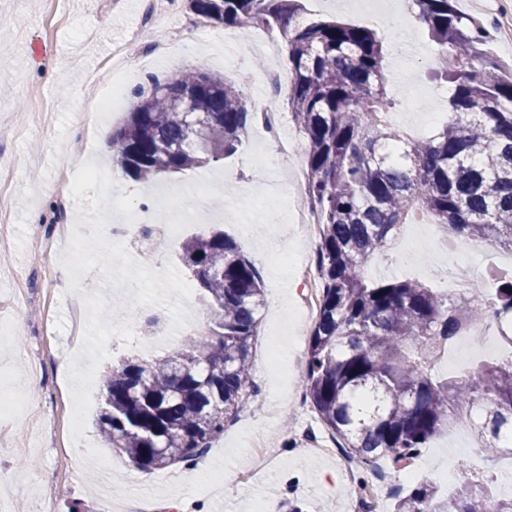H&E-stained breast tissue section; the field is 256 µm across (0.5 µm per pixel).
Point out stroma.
Here are the masks:
<instances>
[{"mask_svg":"<svg viewBox=\"0 0 512 512\" xmlns=\"http://www.w3.org/2000/svg\"><path fill=\"white\" fill-rule=\"evenodd\" d=\"M303 4L311 17L374 30L384 41L389 66L396 52L392 27L400 25L413 54L403 80L416 93L409 98L393 92L390 121L403 133L423 137L426 129L405 119L407 109L447 115V101L438 95L442 83L436 77L434 44L427 34H415L413 12L398 11L388 25L356 11L355 0ZM456 7L493 30L491 54L512 62V0H456ZM142 11L143 0H0V21L7 24L6 43L0 45V207L7 211L8 224L0 239V392L36 411L47 426L38 440L29 419L0 414L6 434L0 442V496L11 501L14 512H36L45 502L52 512H69L73 505L80 512H114V502L121 499L133 500L138 512H252L257 498L275 501L277 512H287L291 500L303 501L307 512H349L339 457L315 452L332 437L304 402L301 388L310 329L300 323L303 286L291 263L314 256L317 243L289 223L287 212L289 201L303 200L305 185L286 195L283 168L253 170L255 153L276 149L254 126L224 160L140 182L99 154L98 129L73 120L74 107L91 110L101 96L111 79L101 64L118 45L130 60L144 64L131 89L148 86L158 72L170 76L200 68L235 84L247 103L270 96L278 110H285L286 89L273 92L262 81L268 57L250 48L225 52L219 43L224 26L195 15L189 0H174L147 27L140 24ZM157 40L168 43L172 53L155 68L145 59ZM166 189L180 194L179 208L155 210V227L191 212L194 233L224 231L257 266L264 288L259 341L251 359L254 393L203 455L207 467L220 474L218 491L195 480L196 468L189 463L174 469L186 478L181 487L170 484L165 470L151 472L149 483H142L141 471L104 447L96 426L102 391L86 388L83 381L85 373L101 378L106 366L133 355L131 338L120 333L119 323L140 324L154 316L165 331L176 323L177 290L188 280L177 260L180 240L161 250L162 291H154L152 270L140 265L136 278L144 287L134 298L113 287L126 275L114 262L126 256L125 246L102 239L96 249L86 247L88 221L111 223L145 193ZM35 215L40 218L36 224L31 221ZM65 222L73 224L82 254L53 258L40 252L35 238L50 236ZM410 233L425 241L410 275L430 282L431 271L446 267L449 255L432 246L431 225H414ZM49 306L58 320L52 340L39 334ZM79 312L84 315L81 342L70 333L72 316ZM33 378L38 388H31ZM75 402L82 407L83 449L72 447L62 429L63 416ZM257 433L270 451L272 467L243 486L235 476L250 468ZM89 448L120 473L111 496L100 493L98 473L83 462ZM470 451L469 438L457 425L437 436L418 461L429 473L450 462L465 465Z\"/></svg>","mask_w":512,"mask_h":512,"instance_id":"obj_1","label":"stroma"}]
</instances>
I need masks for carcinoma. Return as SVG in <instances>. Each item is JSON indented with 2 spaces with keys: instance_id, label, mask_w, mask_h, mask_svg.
<instances>
[{
  "instance_id": "cac0c4a2",
  "label": "carcinoma",
  "mask_w": 512,
  "mask_h": 512,
  "mask_svg": "<svg viewBox=\"0 0 512 512\" xmlns=\"http://www.w3.org/2000/svg\"><path fill=\"white\" fill-rule=\"evenodd\" d=\"M226 26L277 27L288 48V112L306 142L305 204L318 214L320 302L306 352L303 397L338 447L361 467L412 460L464 414L477 415L478 450L512 456V362L483 360L438 377L437 352L481 319L512 346V272L494 288L450 296L416 280L371 281L365 269L389 252L388 236L421 213L444 239L492 242L512 252V69L494 60L491 35L455 0H411L436 44L448 84V123L405 137L388 120L382 38L366 27L305 16L301 0H190ZM195 91L191 111L172 93ZM112 130V161L148 181L235 153L256 115L242 90L194 69L134 93ZM200 116L215 129L189 135ZM211 322L201 335L150 360L121 359L102 376L97 421L105 447L142 472L192 462L224 433L250 388V362L264 305L254 264L222 231L181 245ZM394 512H512V496L467 482L448 497L429 481L397 495Z\"/></svg>"
}]
</instances>
